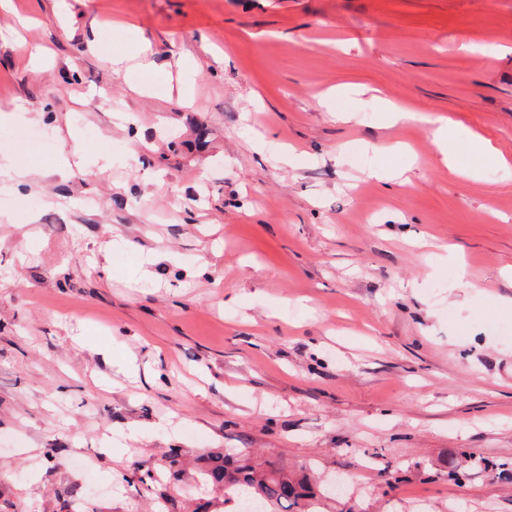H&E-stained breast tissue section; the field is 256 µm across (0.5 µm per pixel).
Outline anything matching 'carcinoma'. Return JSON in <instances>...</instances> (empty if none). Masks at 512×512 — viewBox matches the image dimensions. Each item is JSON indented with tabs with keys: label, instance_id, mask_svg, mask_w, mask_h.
Segmentation results:
<instances>
[{
	"label": "carcinoma",
	"instance_id": "obj_1",
	"mask_svg": "<svg viewBox=\"0 0 512 512\" xmlns=\"http://www.w3.org/2000/svg\"><path fill=\"white\" fill-rule=\"evenodd\" d=\"M183 464L181 451L170 449L164 475L170 481L180 480ZM202 483L224 487L226 504L252 497L261 505V512H324L330 499L329 493L317 487L310 474L260 461L247 449L236 455L207 459Z\"/></svg>",
	"mask_w": 512,
	"mask_h": 512
}]
</instances>
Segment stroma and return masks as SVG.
<instances>
[{
    "instance_id": "35a3bbf8",
    "label": "stroma",
    "mask_w": 512,
    "mask_h": 512,
    "mask_svg": "<svg viewBox=\"0 0 512 512\" xmlns=\"http://www.w3.org/2000/svg\"><path fill=\"white\" fill-rule=\"evenodd\" d=\"M0 108V512H192L227 448L512 512V172L432 137L512 156V0H13ZM448 139L449 141L448 143ZM433 141L440 154V162L448 166L451 174L459 177H475L473 167L462 168L456 163V153L459 147L467 146L474 152L494 161L506 170L511 168V161L500 155L492 142L470 129L448 130V125L438 127L433 133Z\"/></svg>"
}]
</instances>
